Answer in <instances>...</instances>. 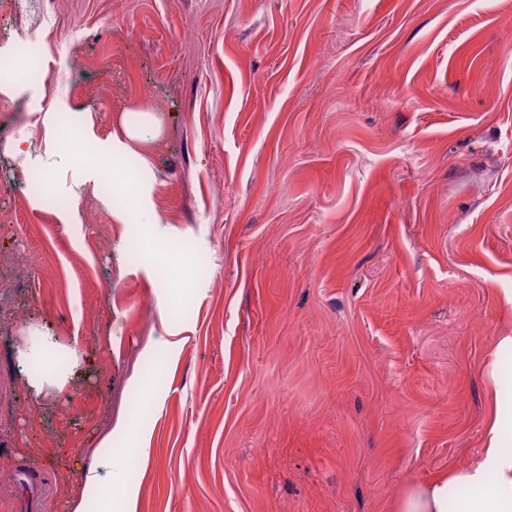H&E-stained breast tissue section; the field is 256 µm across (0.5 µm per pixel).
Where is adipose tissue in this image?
<instances>
[{"instance_id":"ef3b65f1","label":"adipose tissue","mask_w":512,"mask_h":512,"mask_svg":"<svg viewBox=\"0 0 512 512\" xmlns=\"http://www.w3.org/2000/svg\"><path fill=\"white\" fill-rule=\"evenodd\" d=\"M497 357L487 376L492 384V403L485 443L467 465L402 490L393 502V512H448L452 489L469 488L458 512H512V382L502 379L500 353L512 352V336L496 339Z\"/></svg>"}]
</instances>
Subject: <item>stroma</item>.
Listing matches in <instances>:
<instances>
[{
  "instance_id": "stroma-1",
  "label": "stroma",
  "mask_w": 512,
  "mask_h": 512,
  "mask_svg": "<svg viewBox=\"0 0 512 512\" xmlns=\"http://www.w3.org/2000/svg\"><path fill=\"white\" fill-rule=\"evenodd\" d=\"M54 13L0 0V53L38 44L99 136L143 121L82 195L34 105L0 95L30 152L0 141V512L25 462L40 512H391L467 464L512 335V0ZM107 432L123 478L81 494Z\"/></svg>"
}]
</instances>
